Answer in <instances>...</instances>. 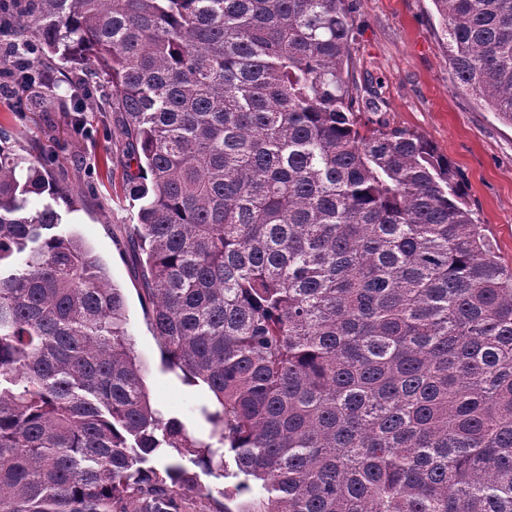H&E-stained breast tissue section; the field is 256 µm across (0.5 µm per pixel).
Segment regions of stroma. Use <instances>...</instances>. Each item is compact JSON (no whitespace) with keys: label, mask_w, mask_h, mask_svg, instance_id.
I'll use <instances>...</instances> for the list:
<instances>
[{"label":"stroma","mask_w":512,"mask_h":512,"mask_svg":"<svg viewBox=\"0 0 512 512\" xmlns=\"http://www.w3.org/2000/svg\"><path fill=\"white\" fill-rule=\"evenodd\" d=\"M356 6L352 70L357 86L380 84L382 118L448 158L501 262L512 266V125L454 89L448 45L431 0H356ZM0 137L24 157L40 149L42 162L76 199L64 228L82 239L110 281L123 289L152 403L197 428L195 408L204 390L162 368L139 296L136 261L115 245V234L136 223L139 204L123 186L126 155L114 114L97 111L91 100L77 109L67 83L39 95L0 90Z\"/></svg>","instance_id":"stroma-1"}]
</instances>
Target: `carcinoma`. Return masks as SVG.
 I'll return each mask as SVG.
<instances>
[{
	"instance_id": "1",
	"label": "carcinoma",
	"mask_w": 512,
	"mask_h": 512,
	"mask_svg": "<svg viewBox=\"0 0 512 512\" xmlns=\"http://www.w3.org/2000/svg\"><path fill=\"white\" fill-rule=\"evenodd\" d=\"M454 87L512 125V0H432ZM354 0H19L21 87L88 62L135 171L164 366L63 231L75 200L0 148V512H512V266L448 160L354 91ZM48 197L31 208L33 197Z\"/></svg>"
}]
</instances>
